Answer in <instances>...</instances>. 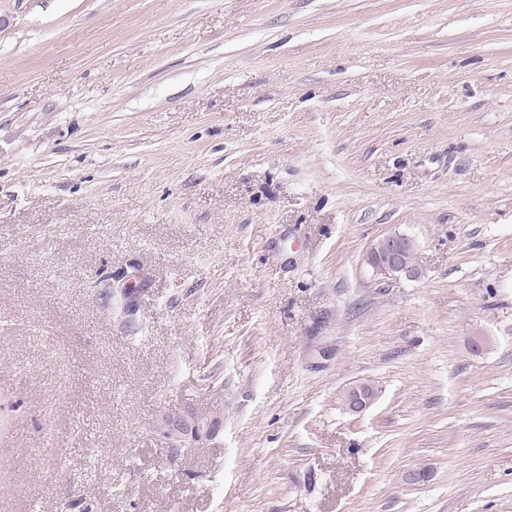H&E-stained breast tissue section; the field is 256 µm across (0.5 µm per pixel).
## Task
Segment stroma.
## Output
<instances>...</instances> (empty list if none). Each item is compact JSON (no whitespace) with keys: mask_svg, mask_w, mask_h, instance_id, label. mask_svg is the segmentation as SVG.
I'll use <instances>...</instances> for the list:
<instances>
[{"mask_svg":"<svg viewBox=\"0 0 512 512\" xmlns=\"http://www.w3.org/2000/svg\"><path fill=\"white\" fill-rule=\"evenodd\" d=\"M0 512H512V0H0ZM417 242L406 235L389 234L379 239L366 254V262L370 264L377 276L383 279H418L422 275L421 268L408 263L407 256H416ZM219 420L194 411L166 413L160 429L169 447L182 448L187 440H208L218 433Z\"/></svg>","mask_w":512,"mask_h":512,"instance_id":"1","label":"stroma"}]
</instances>
